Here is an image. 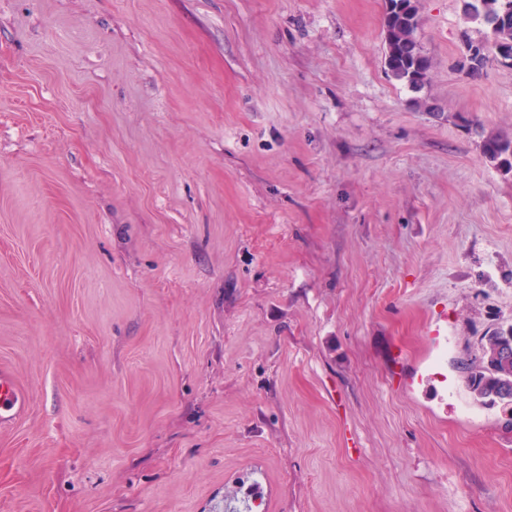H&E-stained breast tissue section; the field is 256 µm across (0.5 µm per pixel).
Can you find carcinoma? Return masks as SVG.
Returning a JSON list of instances; mask_svg holds the SVG:
<instances>
[{
	"label": "carcinoma",
	"mask_w": 512,
	"mask_h": 512,
	"mask_svg": "<svg viewBox=\"0 0 512 512\" xmlns=\"http://www.w3.org/2000/svg\"><path fill=\"white\" fill-rule=\"evenodd\" d=\"M384 17L385 64L396 80L411 88H419L425 82L428 60L416 38L419 28L418 8L415 0H389ZM512 0H475L467 3L466 12L486 28L496 52H512V9L505 10V4ZM485 157L508 174L512 172V139L489 137L483 143ZM505 328L494 329L481 340L482 359L467 377V387L474 400L482 405L509 403L512 398L501 396V377L506 370L512 371V362L505 365L497 358L500 336Z\"/></svg>",
	"instance_id": "carcinoma-1"
}]
</instances>
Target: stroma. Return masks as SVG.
<instances>
[{
	"mask_svg": "<svg viewBox=\"0 0 512 512\" xmlns=\"http://www.w3.org/2000/svg\"><path fill=\"white\" fill-rule=\"evenodd\" d=\"M0 0V512H512V63L417 0ZM448 308L454 388L391 385ZM388 1L393 6L387 8L384 17L387 70L396 80L419 88L427 78L429 66L416 38L419 28L416 1ZM485 157L495 166L508 174L512 172V139L507 137H489L483 143ZM505 329L503 327L496 328L489 336H484L481 340L483 352L481 362L467 377V387L470 393L473 395L474 400L482 405H494L504 402L512 404V397L511 399H506L500 394L502 373L506 370L509 373L512 371L511 360L507 369V364H503L497 358L500 336H504ZM503 381L505 383L503 386L504 391L508 392V390H511L512 392V375L505 374ZM27 407L25 392L14 382L12 375L0 370V426L21 416Z\"/></svg>",
	"mask_w": 512,
	"mask_h": 512,
	"instance_id": "1",
	"label": "stroma"
}]
</instances>
